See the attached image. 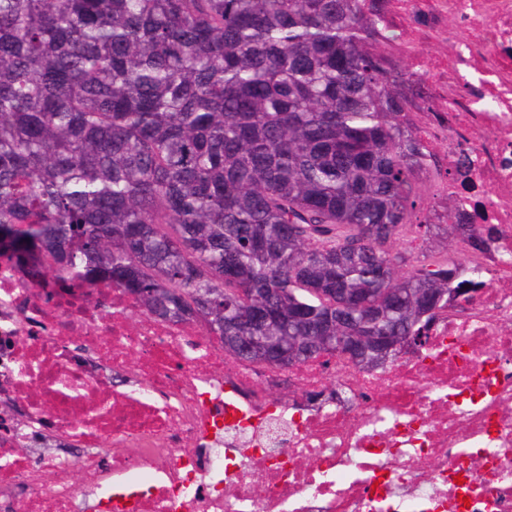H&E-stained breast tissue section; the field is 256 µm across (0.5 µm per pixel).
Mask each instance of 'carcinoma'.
Segmentation results:
<instances>
[{
  "instance_id": "1",
  "label": "carcinoma",
  "mask_w": 512,
  "mask_h": 512,
  "mask_svg": "<svg viewBox=\"0 0 512 512\" xmlns=\"http://www.w3.org/2000/svg\"><path fill=\"white\" fill-rule=\"evenodd\" d=\"M380 0H0V251L319 356L422 336L483 271L420 219L421 136ZM403 242L406 248H396ZM253 305L270 322L250 326Z\"/></svg>"
}]
</instances>
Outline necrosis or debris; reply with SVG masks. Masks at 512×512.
Returning a JSON list of instances; mask_svg holds the SVG:
<instances>
[{
    "mask_svg": "<svg viewBox=\"0 0 512 512\" xmlns=\"http://www.w3.org/2000/svg\"><path fill=\"white\" fill-rule=\"evenodd\" d=\"M436 3L485 286L385 367L279 370L0 255V512H512V0Z\"/></svg>",
    "mask_w": 512,
    "mask_h": 512,
    "instance_id": "necrosis-or-debris-1",
    "label": "necrosis or debris"
}]
</instances>
